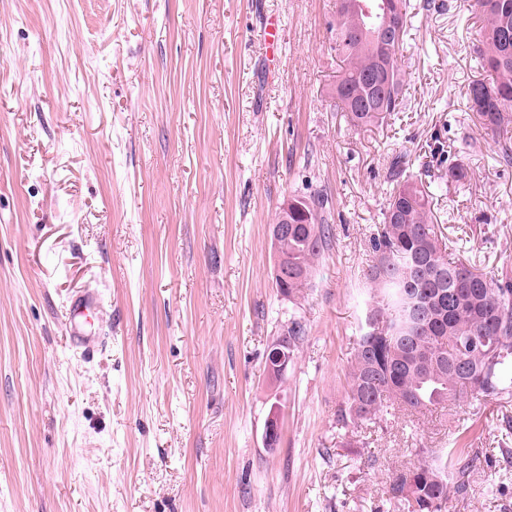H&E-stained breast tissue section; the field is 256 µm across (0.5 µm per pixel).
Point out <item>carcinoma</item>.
Segmentation results:
<instances>
[{"label": "carcinoma", "mask_w": 512, "mask_h": 512, "mask_svg": "<svg viewBox=\"0 0 512 512\" xmlns=\"http://www.w3.org/2000/svg\"><path fill=\"white\" fill-rule=\"evenodd\" d=\"M390 39L365 26L362 0H336L331 34L345 68L332 96L353 125L383 123L400 111L403 80L398 52L407 35L410 0H377ZM482 60L491 80L476 81L468 105L486 128L512 124V0H476ZM392 190L382 224L369 240L371 293L356 338L348 389L336 424L388 421L395 406L413 410L445 404L466 391L485 400L512 397V280L496 279L446 253L432 220L427 193L409 175L402 156L389 167ZM320 195L288 212V297L303 292L330 239ZM305 335L304 324L288 320V353ZM475 458L466 448L424 462L390 483L389 499L405 512H447L450 497L468 494L465 480Z\"/></svg>", "instance_id": "cac0c4a2"}]
</instances>
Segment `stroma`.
Returning a JSON list of instances; mask_svg holds the SVG:
<instances>
[{
  "instance_id": "stroma-1",
  "label": "stroma",
  "mask_w": 512,
  "mask_h": 512,
  "mask_svg": "<svg viewBox=\"0 0 512 512\" xmlns=\"http://www.w3.org/2000/svg\"><path fill=\"white\" fill-rule=\"evenodd\" d=\"M435 2L404 110L359 128L330 97L336 0H0V512H400L393 478L452 448L481 461L451 512H512V399L336 427L394 156L449 250L512 276V130L467 107L481 18ZM317 193L333 237L289 298L269 228ZM86 292L90 356L68 321ZM97 304V299L94 296L91 295H82L77 296L75 299L72 300V303L70 305V312H71V338L74 344L80 348L83 349V351H89L91 350L95 344L97 343L95 336H89L85 333H82L80 331H76L73 328V322L75 319L79 316H83L84 312L87 310H90L91 308L95 307ZM305 335L304 324L295 318L288 320V336L277 340L270 348L267 355V368L271 376H282L288 367V353L291 361L294 351ZM289 343V347H288Z\"/></svg>"
}]
</instances>
